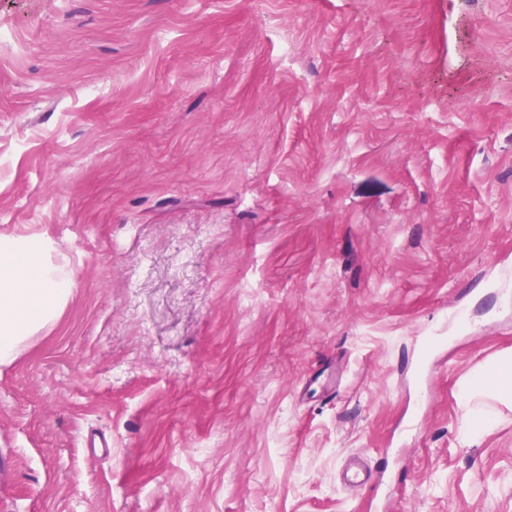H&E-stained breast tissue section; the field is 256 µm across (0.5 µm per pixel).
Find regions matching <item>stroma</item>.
<instances>
[{
    "label": "stroma",
    "instance_id": "stroma-1",
    "mask_svg": "<svg viewBox=\"0 0 512 512\" xmlns=\"http://www.w3.org/2000/svg\"><path fill=\"white\" fill-rule=\"evenodd\" d=\"M1 29L0 234L73 291L0 367V512H512V412L457 395L512 349V0Z\"/></svg>",
    "mask_w": 512,
    "mask_h": 512
}]
</instances>
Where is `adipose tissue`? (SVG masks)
<instances>
[{
	"instance_id": "1",
	"label": "adipose tissue",
	"mask_w": 512,
	"mask_h": 512,
	"mask_svg": "<svg viewBox=\"0 0 512 512\" xmlns=\"http://www.w3.org/2000/svg\"><path fill=\"white\" fill-rule=\"evenodd\" d=\"M72 289L67 265L54 263L43 239L0 235V365L11 364L35 334L60 316ZM462 431L471 441L512 411V353L505 351L458 384Z\"/></svg>"
}]
</instances>
